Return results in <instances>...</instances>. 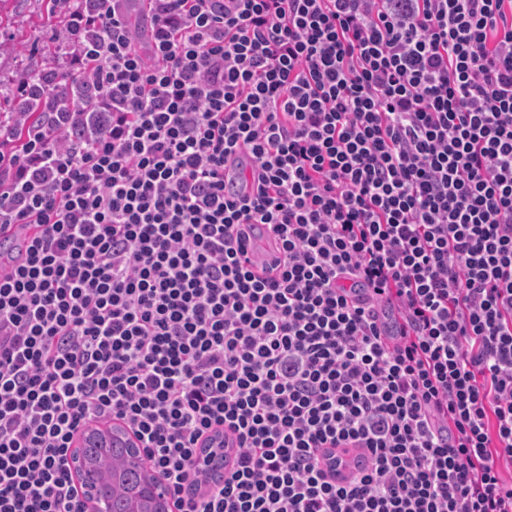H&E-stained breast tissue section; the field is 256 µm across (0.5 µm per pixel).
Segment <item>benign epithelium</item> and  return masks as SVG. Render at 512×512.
Here are the masks:
<instances>
[{
    "label": "benign epithelium",
    "mask_w": 512,
    "mask_h": 512,
    "mask_svg": "<svg viewBox=\"0 0 512 512\" xmlns=\"http://www.w3.org/2000/svg\"><path fill=\"white\" fill-rule=\"evenodd\" d=\"M89 443L100 447L120 444L124 449V463L110 459H91L83 452V447ZM76 445L69 462L81 485L85 512H108L99 493V485L106 482L112 483V488L124 492L125 512H169L167 499L170 498V492L160 477L149 473L147 480L138 485L127 482V471L143 466L142 452L132 433L111 423L91 424L78 434Z\"/></svg>",
    "instance_id": "1"
}]
</instances>
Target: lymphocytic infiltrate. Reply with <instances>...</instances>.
I'll return each instance as SVG.
<instances>
[{
  "label": "lymphocytic infiltrate",
  "mask_w": 512,
  "mask_h": 512,
  "mask_svg": "<svg viewBox=\"0 0 512 512\" xmlns=\"http://www.w3.org/2000/svg\"><path fill=\"white\" fill-rule=\"evenodd\" d=\"M50 3L15 92L84 97L0 116V512H82L98 421L177 512H512V0ZM82 94L80 86L74 80L64 81L53 86L48 94L41 97L39 101L24 96H17L13 99L12 113L20 112H51L56 106L58 108H74Z\"/></svg>",
  "instance_id": "1"
}]
</instances>
